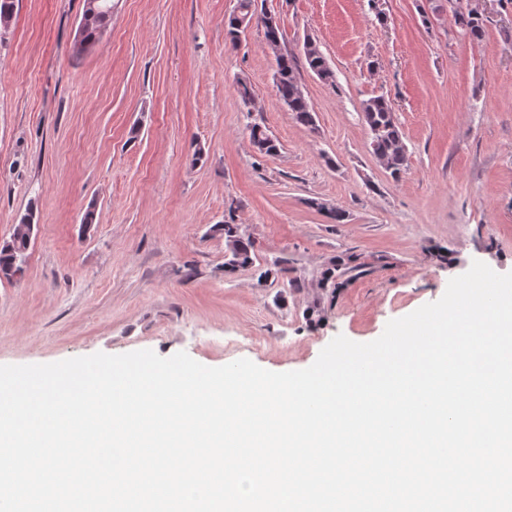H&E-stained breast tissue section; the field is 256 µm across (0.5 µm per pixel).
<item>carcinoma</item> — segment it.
I'll return each instance as SVG.
<instances>
[{"label":"carcinoma","mask_w":512,"mask_h":512,"mask_svg":"<svg viewBox=\"0 0 512 512\" xmlns=\"http://www.w3.org/2000/svg\"><path fill=\"white\" fill-rule=\"evenodd\" d=\"M252 19L263 30L266 44L275 56L274 78L280 102L292 112L299 124L308 128L314 127L313 109L297 77L296 58L282 51L280 47L282 32L276 15L258 7V0H238V13L224 21L227 38L231 43H236ZM111 20L110 15L83 9L80 19L82 36L75 42L76 53L81 55L90 51ZM455 22L472 38L478 39L482 36L484 17L480 12L472 10L466 14L457 13ZM303 53L306 64L313 73L323 81H334V72L316 42L311 39L305 41ZM361 112L369 131L372 155L392 177H399L407 166V151L390 102L382 95L371 97L362 103ZM250 138L261 154L271 155L278 150L276 141L256 124L250 127ZM214 229L224 236V254L230 255V258L224 259L225 273L232 274L254 266L255 241L240 225L226 221L214 225ZM29 246L27 232L19 227L15 228L10 240L0 245V274L6 278L14 276L21 269L19 259L24 257ZM361 267L363 264L355 256L334 259L323 272L320 286L323 291L333 294L340 287L339 278L345 271H355Z\"/></svg>","instance_id":"carcinoma-1"}]
</instances>
